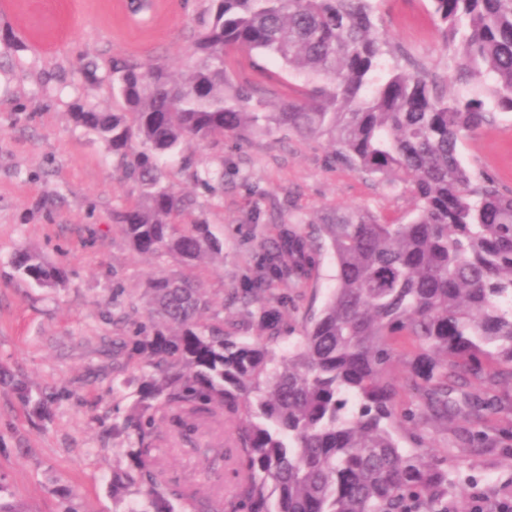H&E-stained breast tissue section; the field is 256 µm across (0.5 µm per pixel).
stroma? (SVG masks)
Segmentation results:
<instances>
[{
	"label": "stroma",
	"mask_w": 512,
	"mask_h": 512,
	"mask_svg": "<svg viewBox=\"0 0 512 512\" xmlns=\"http://www.w3.org/2000/svg\"><path fill=\"white\" fill-rule=\"evenodd\" d=\"M123 0H0V500L25 512H124L112 496L113 471H125V435L115 431L135 403L120 381L133 371V336L146 320L143 294L156 270L137 254L112 219L135 197L112 169L104 145L77 127L76 102L111 100L113 58L165 65L175 78L189 71V47L208 0H159L145 25L132 22ZM377 27L397 51L463 90L428 11L426 0H383ZM94 61L98 78L81 64ZM235 80L257 86L271 103L299 96L302 78L269 56L242 51L232 59ZM198 165L224 166V185L209 194L183 173L174 181L197 197L198 216L223 242L219 260H203L196 274L225 325L245 312L232 301L252 278L268 242L292 224H319L337 208L358 209L391 223L412 217L409 190L390 186L336 162L328 138L295 135L239 139L192 147ZM463 161L512 189V112L468 136ZM28 249L65 267L68 281L43 288L19 276L16 252ZM335 261L322 250L312 278L272 282L267 296H287L281 347L294 343L335 285ZM133 309L125 331L112 314ZM25 382L31 400L16 390ZM512 417H488L483 449L464 447L458 434L427 430L426 439L458 465L463 496L455 512H471L474 497L501 496L512 487V442L500 431ZM224 429L209 422L180 445L162 434V478L194 481L228 494L235 476L217 448Z\"/></svg>",
	"instance_id": "obj_1"
}]
</instances>
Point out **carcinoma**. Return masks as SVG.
<instances>
[{
  "mask_svg": "<svg viewBox=\"0 0 512 512\" xmlns=\"http://www.w3.org/2000/svg\"><path fill=\"white\" fill-rule=\"evenodd\" d=\"M455 67L475 85L450 93L422 67L388 63L396 51L376 28L375 0H209L177 81L162 65L112 60V103L75 106L74 123L103 143L113 172L137 190L113 213L133 249L185 271L147 287L149 324L135 334L151 373L133 379L137 400L123 422L130 470L112 493L138 486L123 512H448L461 496L448 455L420 428L461 421L464 443L486 442L487 413H512V191L466 168L464 138L495 112H512V0H427ZM258 52L305 77L301 96L267 109L235 81L231 55ZM326 136L336 160L409 186L407 224L360 210L318 225L336 262V285L303 336L278 355L285 305L262 295L268 279L299 283L319 263L312 236L295 225L272 241L262 274L238 294L251 340L224 318L191 274L222 242L195 202L175 189L168 162L211 191L220 170L186 153L230 133ZM15 270L51 287L65 271L22 250ZM409 344L396 387L388 369ZM404 392L414 407L399 414ZM238 423L224 460L236 482L223 506L200 486H163L153 437L182 436L205 419Z\"/></svg>",
  "mask_w": 512,
  "mask_h": 512,
  "instance_id": "1",
  "label": "carcinoma"
}]
</instances>
